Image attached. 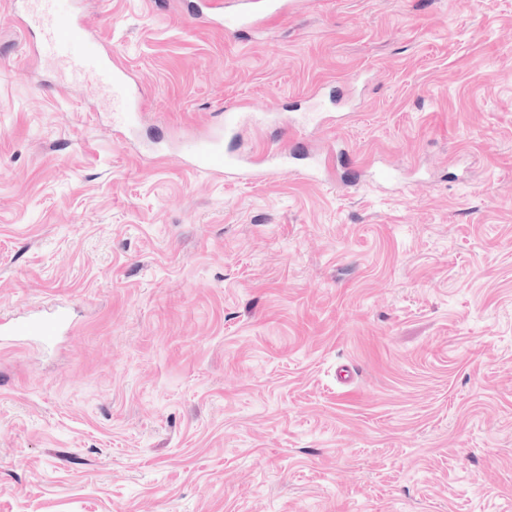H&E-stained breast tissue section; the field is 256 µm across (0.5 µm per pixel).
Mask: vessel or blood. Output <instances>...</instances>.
<instances>
[{
  "instance_id": "vessel-or-blood-1",
  "label": "vessel or blood",
  "mask_w": 512,
  "mask_h": 512,
  "mask_svg": "<svg viewBox=\"0 0 512 512\" xmlns=\"http://www.w3.org/2000/svg\"><path fill=\"white\" fill-rule=\"evenodd\" d=\"M21 12L11 14L13 23L35 29L39 34L38 53L57 64L62 77L74 85L97 84L104 93L106 107L134 119L139 95L131 87L126 71L106 62L82 18L73 12L59 11L56 0H21ZM294 0H198L193 15L223 27L226 33L255 30L266 18L295 9ZM242 103L224 105V117L209 133L195 139L186 159L189 167L227 178L261 181L272 177L282 150H225V138H237ZM70 314L66 304L57 302L30 314L0 317V337L36 340L54 344L68 327Z\"/></svg>"
}]
</instances>
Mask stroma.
Masks as SVG:
<instances>
[{
  "instance_id": "35a3bbf8",
  "label": "stroma",
  "mask_w": 512,
  "mask_h": 512,
  "mask_svg": "<svg viewBox=\"0 0 512 512\" xmlns=\"http://www.w3.org/2000/svg\"><path fill=\"white\" fill-rule=\"evenodd\" d=\"M190 2L59 0L141 91L120 133L0 24V314L73 322L0 343V512H512V0H299L232 36ZM361 70L272 179L184 165L225 100L269 113L260 150ZM328 140L337 180L302 179ZM330 104L333 106L334 101L330 97ZM331 107H327L323 112L316 113L315 115H307V124L312 127V130H320L324 126H336L339 127L346 123L349 119L350 113L333 112ZM69 321L67 305L57 302L34 313L0 317V337L37 340L45 345H51L64 333Z\"/></svg>"
}]
</instances>
